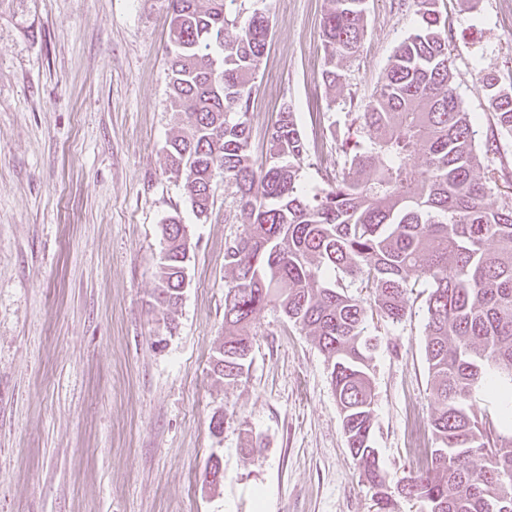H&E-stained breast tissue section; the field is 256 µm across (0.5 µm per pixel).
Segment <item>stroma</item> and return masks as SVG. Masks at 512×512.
Segmentation results:
<instances>
[{
  "mask_svg": "<svg viewBox=\"0 0 512 512\" xmlns=\"http://www.w3.org/2000/svg\"><path fill=\"white\" fill-rule=\"evenodd\" d=\"M244 5L273 21L253 152L289 104L309 148L301 182L317 191L336 153L328 119L348 123L350 98L367 100L418 17L400 0H368L360 51L332 88L321 75L326 0ZM439 5L456 92L486 112L480 72L512 84V0ZM166 14L167 0H0V512H374L329 362L279 309L257 313L241 382L212 372L224 244L243 216L219 174L213 211L197 219L167 170ZM176 212L193 250L189 286L166 315L154 301L160 226ZM423 306L370 327L374 445L391 480L435 445Z\"/></svg>",
  "mask_w": 512,
  "mask_h": 512,
  "instance_id": "stroma-1",
  "label": "stroma"
}]
</instances>
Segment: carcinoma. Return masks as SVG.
Returning <instances> with one entry per match:
<instances>
[{
	"instance_id": "obj_1",
	"label": "carcinoma",
	"mask_w": 512,
	"mask_h": 512,
	"mask_svg": "<svg viewBox=\"0 0 512 512\" xmlns=\"http://www.w3.org/2000/svg\"><path fill=\"white\" fill-rule=\"evenodd\" d=\"M237 2L167 5L178 115L168 169L182 178L196 216L214 205L218 170L245 215L243 233L224 245L230 277L214 374L241 380L255 315L272 304L327 356L348 448L381 493L376 512H399L401 499L423 503L425 512L512 509V424L495 425L473 402L488 389L512 404V178L502 161L512 88L494 72L482 75L490 134L477 140L479 118L452 86L451 34L438 0H409L419 26L395 47L346 131L330 123L336 160L327 186L310 193L300 181L308 145L290 106L268 128L264 156L253 154L250 112L273 24L262 9ZM366 3L328 0L321 40L330 87L343 82V62L361 46ZM161 234L156 302L170 311L182 300L192 244L177 213ZM415 295L424 297L436 447L391 491L373 447L377 339L369 321L402 322Z\"/></svg>"
}]
</instances>
